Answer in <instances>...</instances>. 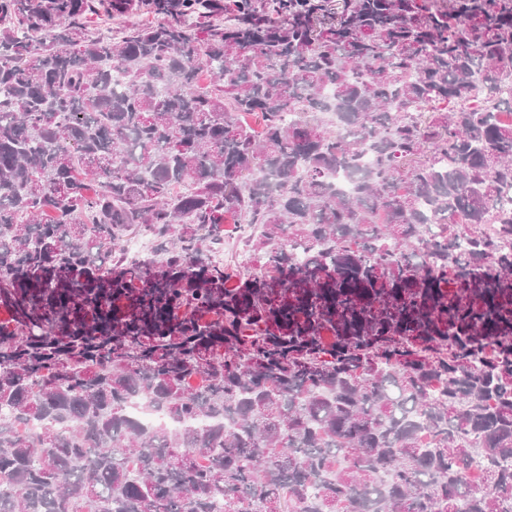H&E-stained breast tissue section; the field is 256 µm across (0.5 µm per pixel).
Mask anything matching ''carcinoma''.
Listing matches in <instances>:
<instances>
[{"mask_svg": "<svg viewBox=\"0 0 512 512\" xmlns=\"http://www.w3.org/2000/svg\"><path fill=\"white\" fill-rule=\"evenodd\" d=\"M509 84L512 0H0V512H512Z\"/></svg>", "mask_w": 512, "mask_h": 512, "instance_id": "carcinoma-1", "label": "carcinoma"}]
</instances>
